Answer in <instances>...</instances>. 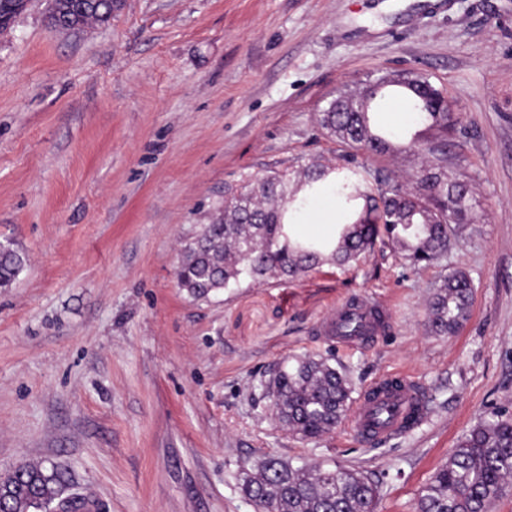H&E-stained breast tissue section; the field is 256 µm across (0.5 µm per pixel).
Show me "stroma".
<instances>
[{
	"label": "stroma",
	"instance_id": "35a3bbf8",
	"mask_svg": "<svg viewBox=\"0 0 512 512\" xmlns=\"http://www.w3.org/2000/svg\"><path fill=\"white\" fill-rule=\"evenodd\" d=\"M47 6L0 35V241L27 257L0 288V473L57 468L97 512H254L243 470L274 455L362 470L377 512H415L460 439L512 411V0H121L74 32ZM405 70L447 96L448 174L470 188L475 219L443 257L411 268L377 248L206 300L178 288L226 183L335 164L328 101ZM367 162L411 187L425 159ZM455 270L470 317L436 336L429 299ZM351 299L390 325L339 347L320 327ZM305 355L357 394L405 374L425 421L374 446L346 424L299 439L267 386Z\"/></svg>",
	"mask_w": 512,
	"mask_h": 512
}]
</instances>
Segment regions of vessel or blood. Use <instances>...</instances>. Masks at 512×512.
<instances>
[{
  "label": "vessel or blood",
  "instance_id": "b4317fda",
  "mask_svg": "<svg viewBox=\"0 0 512 512\" xmlns=\"http://www.w3.org/2000/svg\"><path fill=\"white\" fill-rule=\"evenodd\" d=\"M383 311L370 303H344L330 317L325 331L343 345L373 341L384 329ZM426 405L411 380L386 375L371 383L350 423L355 436L367 444L405 432L410 421L422 419Z\"/></svg>",
  "mask_w": 512,
  "mask_h": 512
}]
</instances>
